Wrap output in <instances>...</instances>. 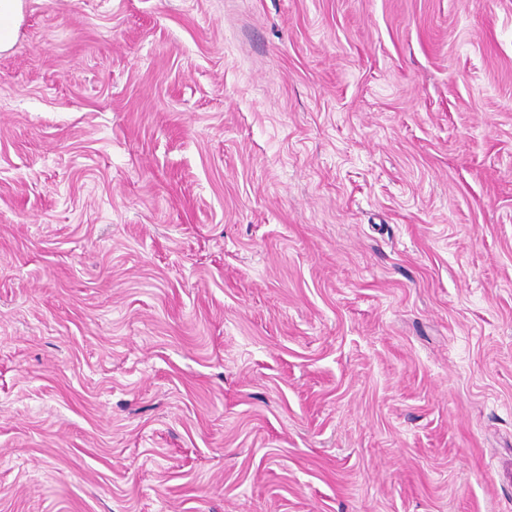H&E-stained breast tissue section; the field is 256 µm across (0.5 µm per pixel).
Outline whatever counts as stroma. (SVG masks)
I'll return each instance as SVG.
<instances>
[{"label": "stroma", "instance_id": "obj_1", "mask_svg": "<svg viewBox=\"0 0 512 512\" xmlns=\"http://www.w3.org/2000/svg\"><path fill=\"white\" fill-rule=\"evenodd\" d=\"M0 512H512V0H25Z\"/></svg>", "mask_w": 512, "mask_h": 512}]
</instances>
